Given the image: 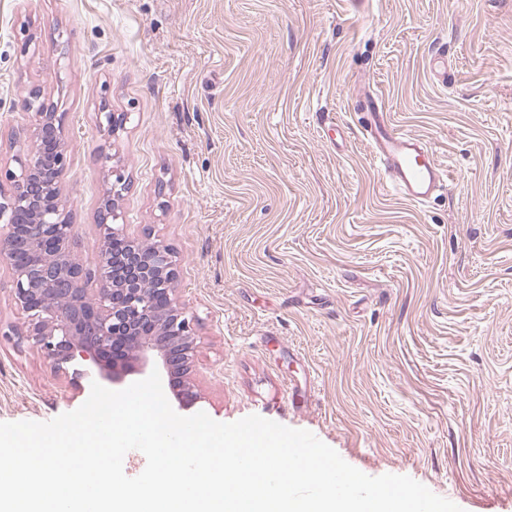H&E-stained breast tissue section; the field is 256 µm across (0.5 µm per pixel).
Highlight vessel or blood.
<instances>
[{"mask_svg": "<svg viewBox=\"0 0 512 512\" xmlns=\"http://www.w3.org/2000/svg\"><path fill=\"white\" fill-rule=\"evenodd\" d=\"M365 106L364 131L374 158L385 172L387 186L406 201L429 200L441 185L430 144L395 126L382 100L366 98Z\"/></svg>", "mask_w": 512, "mask_h": 512, "instance_id": "1", "label": "vessel or blood"}]
</instances>
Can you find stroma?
Segmentation results:
<instances>
[{"instance_id":"35a3bbf8","label":"stroma","mask_w":512,"mask_h":512,"mask_svg":"<svg viewBox=\"0 0 512 512\" xmlns=\"http://www.w3.org/2000/svg\"><path fill=\"white\" fill-rule=\"evenodd\" d=\"M32 87L67 114L82 252L108 155L125 231L177 259L181 415L257 414L462 512H512V0H0L2 166ZM369 93L449 169L426 203L383 187ZM90 390L0 338V422Z\"/></svg>"}]
</instances>
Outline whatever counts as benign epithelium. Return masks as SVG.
Wrapping results in <instances>:
<instances>
[{
	"instance_id": "benign-epithelium-1",
	"label": "benign epithelium",
	"mask_w": 512,
	"mask_h": 512,
	"mask_svg": "<svg viewBox=\"0 0 512 512\" xmlns=\"http://www.w3.org/2000/svg\"><path fill=\"white\" fill-rule=\"evenodd\" d=\"M24 107L31 124L14 133L15 166L0 173V266L10 270V295L26 317L8 335L33 341L57 371L80 363L83 369L72 372L77 380L108 377L132 361L178 375L177 398H197L190 378L196 341L175 297L176 259L168 247L124 233L118 204L129 189L124 170L104 157L99 245L85 257L62 192L66 113L41 101L38 90ZM123 125V114L100 113L108 135Z\"/></svg>"
}]
</instances>
